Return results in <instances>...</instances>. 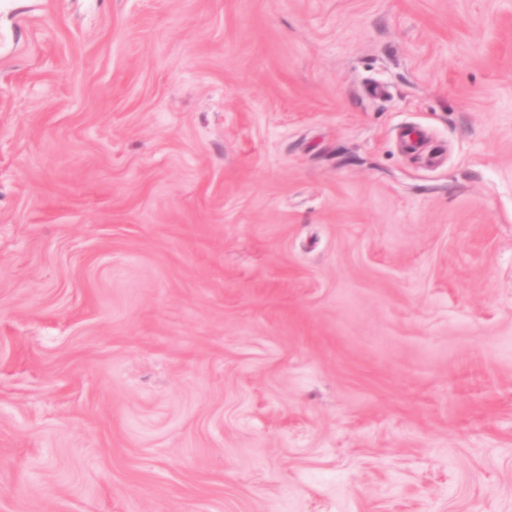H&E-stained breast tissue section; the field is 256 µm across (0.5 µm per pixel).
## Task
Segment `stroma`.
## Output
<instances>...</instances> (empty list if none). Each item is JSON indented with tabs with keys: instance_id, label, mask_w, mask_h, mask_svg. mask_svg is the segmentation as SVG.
Here are the masks:
<instances>
[{
	"instance_id": "35a3bbf8",
	"label": "stroma",
	"mask_w": 512,
	"mask_h": 512,
	"mask_svg": "<svg viewBox=\"0 0 512 512\" xmlns=\"http://www.w3.org/2000/svg\"><path fill=\"white\" fill-rule=\"evenodd\" d=\"M0 512H512V0H0Z\"/></svg>"
}]
</instances>
